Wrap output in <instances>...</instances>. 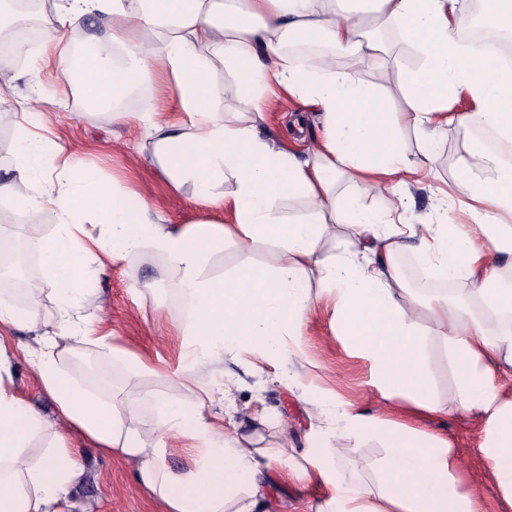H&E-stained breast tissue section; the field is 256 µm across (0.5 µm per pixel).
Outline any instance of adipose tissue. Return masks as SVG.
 Segmentation results:
<instances>
[{
  "label": "adipose tissue",
  "instance_id": "obj_1",
  "mask_svg": "<svg viewBox=\"0 0 512 512\" xmlns=\"http://www.w3.org/2000/svg\"><path fill=\"white\" fill-rule=\"evenodd\" d=\"M55 0L43 20V50L74 74L82 100L121 122L122 104L134 90L167 78L185 117L177 123L147 119L151 155L170 184H192L203 202L228 210L233 223L197 222L167 227L146 201H133L117 183L64 157L63 149L36 136L50 126L34 99L23 97L0 110V124L13 127L17 144L0 154V198L9 199L17 223L37 227L45 210L55 230L33 236L44 276L29 288L28 304L0 293V512H61L86 470L65 435L64 421L79 429L99 452L137 462L136 478L166 512H252L272 482L301 479L322 486L314 512H485L482 497L461 485V462L448 439L366 415L355 407L320 403L362 438L382 440L385 453L375 485L343 474L338 450L325 444L306 451L301 463L283 468L284 448H262L256 436L222 433L205 414L204 400L187 412L176 400L159 407L162 433L148 440L137 424L136 406L118 404L63 373V344L74 340L130 354L95 335L82 302L92 279L106 266L143 251L163 257L178 272V286L192 314L187 323L192 352L182 377L195 385V371L215 351L249 347L280 356L283 338L297 333L311 302L310 271L336 292L335 320L352 344L375 362L387 397H410L416 407L437 412L480 410L488 415L492 443L485 448L496 487L512 501V400L499 396L498 365L512 366V289L491 253L512 258V170L480 139H472L456 178L432 185V209L407 223L405 190L433 177L430 144L444 127L492 132L512 144V71L485 51L463 43L462 0ZM111 21L106 39L119 58L98 53L78 59L69 32L84 17ZM397 29L421 54L399 82L406 109L391 111L374 85L338 70L331 58L316 67L295 63L283 52L290 38L331 47L387 75L389 48L380 27ZM236 80L240 112L228 115L216 97L217 71ZM281 89L315 112L322 134L307 157L264 139L258 127L268 94ZM471 106L455 111L459 97ZM415 131L409 148L401 128ZM54 172L39 175L43 158ZM232 176L230 196L214 185ZM381 200L361 206L358 194ZM300 198L302 210L281 220L284 198ZM466 223H456L453 211ZM104 228V240L89 236L86 221ZM348 230L351 250L330 259L322 251L328 225ZM274 242L286 259L275 270L244 266L225 278H210L212 254L226 238ZM411 251L441 278L465 279L464 297L421 299L407 292L399 259ZM55 294L58 318L44 327L39 301ZM426 317L458 365L457 388L448 402L435 398L426 368L418 319ZM35 333L28 356L54 415L43 414L13 387L14 345L10 330ZM183 441L188 463L166 467V435ZM46 436V447H34Z\"/></svg>",
  "mask_w": 512,
  "mask_h": 512
}]
</instances>
